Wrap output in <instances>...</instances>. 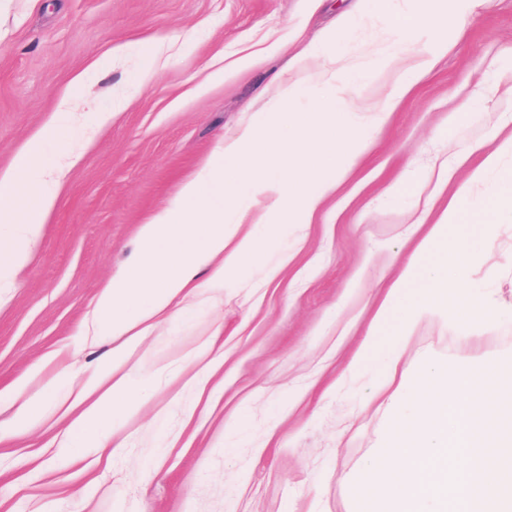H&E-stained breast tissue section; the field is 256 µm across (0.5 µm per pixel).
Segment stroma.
<instances>
[{"label":"stroma","mask_w":512,"mask_h":512,"mask_svg":"<svg viewBox=\"0 0 512 512\" xmlns=\"http://www.w3.org/2000/svg\"><path fill=\"white\" fill-rule=\"evenodd\" d=\"M408 0H0V174L51 122L44 161L56 201L26 265L0 285V512H351L353 474L375 456L389 414L381 351L355 358L386 285L421 254L448 204L468 211L512 173V0H479L435 55L377 57L408 26ZM376 26L336 43L338 66L365 72L348 109L364 112L417 65L425 71L311 223L267 246L262 263L204 290L140 339L121 367L145 382L112 443L57 452L116 345L92 334L98 298L134 261L142 225L202 173L222 142L282 89L313 76V41L364 13ZM481 112L449 124L474 93ZM109 121H100L101 113ZM498 151L496 168L483 161ZM468 282L483 313L417 321L410 372L424 360L512 358V220L499 219ZM220 334L222 352L207 342ZM40 402L15 425L17 402Z\"/></svg>","instance_id":"35a3bbf8"}]
</instances>
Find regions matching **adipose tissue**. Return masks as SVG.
Instances as JSON below:
<instances>
[{"label":"adipose tissue","instance_id":"ef3b65f1","mask_svg":"<svg viewBox=\"0 0 512 512\" xmlns=\"http://www.w3.org/2000/svg\"><path fill=\"white\" fill-rule=\"evenodd\" d=\"M408 8L412 22L385 48V56L411 51L423 30L434 34L432 47L440 49L448 36L449 19L469 16L473 0H409ZM335 42L331 36L310 48L322 60L320 77L333 88L332 96L312 97L304 81L289 85L278 111L257 113L237 139L212 154L204 175L188 181L176 201L142 226L130 270L112 278L98 300V335H128L134 323L149 320L176 299H187L203 286L221 287L227 272L259 261L262 253L252 234L243 229L253 207L262 206L265 236L271 241L285 236L289 225L310 223L337 177L369 145L375 130L388 121L411 87L410 81H403L368 114L359 117L349 112L346 96L352 80L336 67L330 50ZM64 131L58 124L47 137L29 141L11 172L0 178V224L14 229L0 244V279L23 266L29 242L54 203L44 146L46 139L60 138ZM489 192L498 202L496 215L477 209L465 218L456 207H449L420 244L424 251L444 244L441 264L423 273L407 267L391 284L390 302L407 304L402 330H409L418 318L447 309L452 300L459 305V319L480 312V301L460 291L468 271L484 256L472 226L480 224L487 235L496 217L512 218V178L499 179ZM205 262L213 268L201 283L197 276ZM135 401L131 383L113 382L69 426L70 437L61 453L107 447L112 422Z\"/></svg>","mask_w":512,"mask_h":512}]
</instances>
